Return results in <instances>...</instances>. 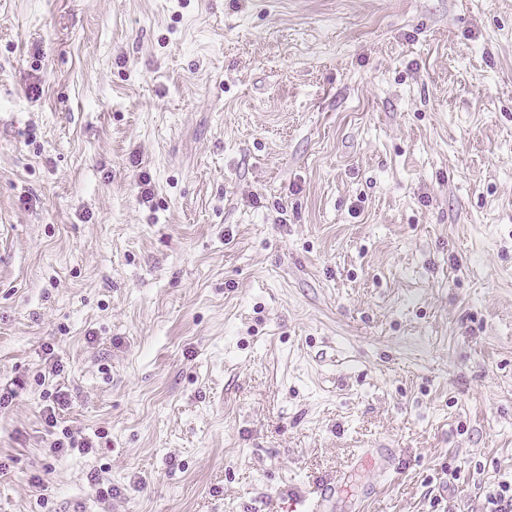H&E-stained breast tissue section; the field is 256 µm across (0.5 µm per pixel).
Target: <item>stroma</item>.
<instances>
[{"mask_svg":"<svg viewBox=\"0 0 512 512\" xmlns=\"http://www.w3.org/2000/svg\"><path fill=\"white\" fill-rule=\"evenodd\" d=\"M1 388L0 512H484L512 0H0ZM341 484L340 479H336V482L327 484L320 488L312 496L306 498L295 499L291 508L292 512H319L322 510L323 504L328 498L333 497L336 490Z\"/></svg>","mask_w":512,"mask_h":512,"instance_id":"1","label":"stroma"}]
</instances>
